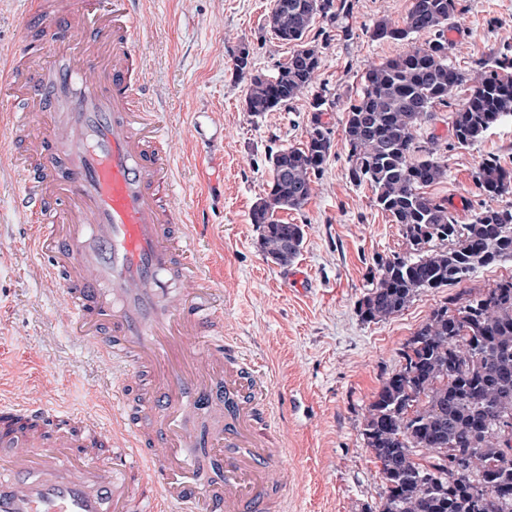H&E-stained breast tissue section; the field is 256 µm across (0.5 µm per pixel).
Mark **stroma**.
Here are the masks:
<instances>
[{"label": "stroma", "instance_id": "obj_1", "mask_svg": "<svg viewBox=\"0 0 512 512\" xmlns=\"http://www.w3.org/2000/svg\"><path fill=\"white\" fill-rule=\"evenodd\" d=\"M25 2L0 0V51L37 42ZM460 3L448 28L450 59L469 70L512 44V0ZM348 4L347 12L317 18L307 32L321 59L313 88L260 115L246 109L247 84L234 59L248 50L253 71L271 75L292 53L268 25L271 0H144L135 41L144 99L162 113L173 141L177 210L196 224L205 270L224 291V337L261 364L269 381L288 471L280 512L376 508L385 485L362 436L374 394L401 368L406 342L435 309L512 275V260L481 267L461 284L421 293L386 320L362 319L377 259L404 252L405 240L371 188L351 181L343 125L365 71L408 48L371 40L370 29L382 19L402 20L411 0ZM320 95L326 103L317 110ZM467 96V86L455 89L417 132L418 140L444 147L447 174L428 192L448 200L463 224L482 200L475 184L481 160L494 156L512 168L510 120L472 146H455L452 114ZM317 112L331 130V154L308 202L278 214L305 227L299 256L280 266L263 255L250 213L266 195L270 153L303 146ZM7 138L0 129V396L110 419L104 388L118 373L89 340L66 332L61 292L45 278L44 258L26 246L35 227L15 206L22 175ZM297 272L305 276L299 284L291 280Z\"/></svg>", "mask_w": 512, "mask_h": 512}]
</instances>
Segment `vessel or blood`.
Returning a JSON list of instances; mask_svg holds the SVG:
<instances>
[{
	"mask_svg": "<svg viewBox=\"0 0 512 512\" xmlns=\"http://www.w3.org/2000/svg\"><path fill=\"white\" fill-rule=\"evenodd\" d=\"M139 3L28 0L50 62L36 77L13 52L0 74V125L24 135L29 245L62 288L70 333L127 370L106 390L108 423L0 400V512H191L202 498L207 512H272L287 483L274 432L256 427L266 383L224 338L221 291L179 218L170 145L142 99ZM199 336L203 354L189 346ZM197 405L224 417L220 484L204 485L195 454L210 436L185 424Z\"/></svg>",
	"mask_w": 512,
	"mask_h": 512,
	"instance_id": "vessel-or-blood-1",
	"label": "vessel or blood"
}]
</instances>
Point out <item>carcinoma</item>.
<instances>
[{
	"instance_id": "carcinoma-1",
	"label": "carcinoma",
	"mask_w": 512,
	"mask_h": 512,
	"mask_svg": "<svg viewBox=\"0 0 512 512\" xmlns=\"http://www.w3.org/2000/svg\"><path fill=\"white\" fill-rule=\"evenodd\" d=\"M459 13L458 0H412L402 24L376 22L372 40L410 46L371 66L347 109L350 175L372 188L375 205L400 225L407 245L402 255L378 259V278L360 305L369 320L387 319L423 292L512 259V203H497L512 192V168L492 156L481 161L476 185L487 201L467 224L447 200L425 192L445 177L446 166L437 146L423 145L416 131L448 105L455 88L471 89L453 115L455 146H471L512 120V45L491 66L458 69L447 32ZM335 14L334 0H272V32L297 49L274 81L253 73L249 53H239L235 69L247 79V111L273 112L313 87L320 57L304 36L316 17ZM421 34L433 38L419 42ZM313 133L303 146L270 156L268 192L250 214L264 256L279 265L300 253L304 229L276 213L304 206L331 152V130L318 113ZM403 358L364 416V441L386 485L376 512H512V278L434 311ZM450 455L466 459L467 471H449Z\"/></svg>"
}]
</instances>
